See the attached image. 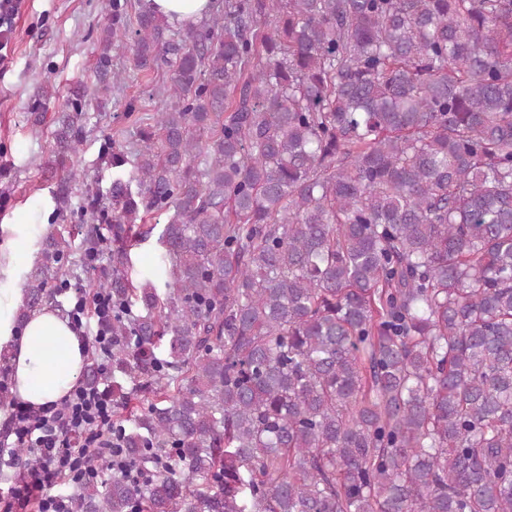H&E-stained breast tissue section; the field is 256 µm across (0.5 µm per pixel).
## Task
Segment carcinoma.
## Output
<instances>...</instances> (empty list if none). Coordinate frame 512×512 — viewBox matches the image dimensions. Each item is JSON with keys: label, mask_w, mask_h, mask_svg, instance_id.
Instances as JSON below:
<instances>
[{"label": "carcinoma", "mask_w": 512, "mask_h": 512, "mask_svg": "<svg viewBox=\"0 0 512 512\" xmlns=\"http://www.w3.org/2000/svg\"><path fill=\"white\" fill-rule=\"evenodd\" d=\"M104 9L95 90L116 42L169 81L102 151L112 344L83 376L126 466L91 458L71 512H512V0ZM95 203L45 237L19 322L104 244ZM154 211L162 288L128 274ZM153 3L161 14L171 20L175 15L178 20H196L197 23L210 8V0H154Z\"/></svg>", "instance_id": "obj_1"}]
</instances>
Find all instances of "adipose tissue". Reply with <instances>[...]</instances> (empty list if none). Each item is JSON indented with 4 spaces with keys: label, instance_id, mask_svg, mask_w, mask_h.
Wrapping results in <instances>:
<instances>
[{
    "label": "adipose tissue",
    "instance_id": "1",
    "mask_svg": "<svg viewBox=\"0 0 512 512\" xmlns=\"http://www.w3.org/2000/svg\"><path fill=\"white\" fill-rule=\"evenodd\" d=\"M21 249L26 259H19ZM37 253L25 225L0 226V350L11 356L13 396L34 410L64 399L79 384L88 360L84 337L54 305L32 312L24 325L16 323L17 310L25 301V262Z\"/></svg>",
    "mask_w": 512,
    "mask_h": 512
}]
</instances>
